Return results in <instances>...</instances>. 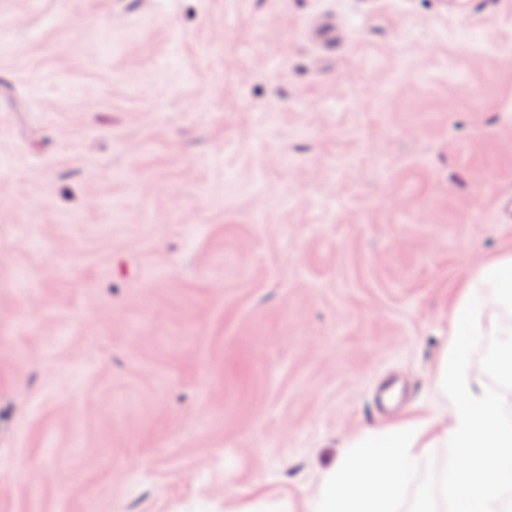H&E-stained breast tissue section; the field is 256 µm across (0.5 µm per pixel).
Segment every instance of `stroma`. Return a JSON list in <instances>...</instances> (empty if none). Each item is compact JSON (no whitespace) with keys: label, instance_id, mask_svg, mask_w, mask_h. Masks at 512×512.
<instances>
[{"label":"stroma","instance_id":"1","mask_svg":"<svg viewBox=\"0 0 512 512\" xmlns=\"http://www.w3.org/2000/svg\"><path fill=\"white\" fill-rule=\"evenodd\" d=\"M508 195L512 0H0V512H309Z\"/></svg>","mask_w":512,"mask_h":512}]
</instances>
